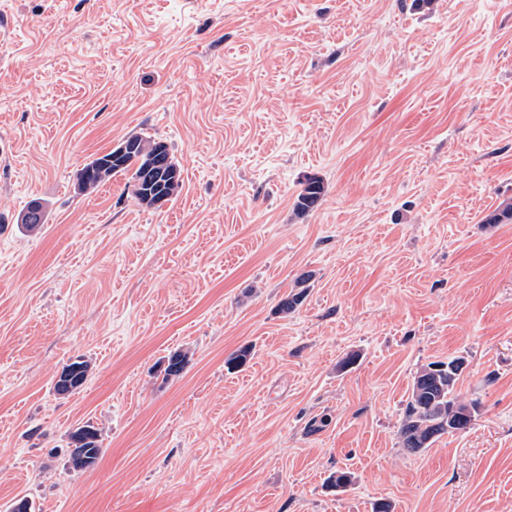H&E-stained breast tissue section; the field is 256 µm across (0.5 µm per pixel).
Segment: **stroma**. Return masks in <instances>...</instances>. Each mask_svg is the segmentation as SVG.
I'll return each mask as SVG.
<instances>
[{
	"mask_svg": "<svg viewBox=\"0 0 512 512\" xmlns=\"http://www.w3.org/2000/svg\"><path fill=\"white\" fill-rule=\"evenodd\" d=\"M139 133L176 200L75 193ZM508 203L512 0H0V512H512ZM451 357L472 426L408 453ZM324 193L323 183L317 178L307 179L303 190L299 193L295 208L299 213L313 210L321 200ZM79 431V433H78ZM100 436L90 425L78 427L71 435L70 458L77 469H89L99 459L102 448Z\"/></svg>",
	"mask_w": 512,
	"mask_h": 512,
	"instance_id": "35a3bbf8",
	"label": "stroma"
}]
</instances>
